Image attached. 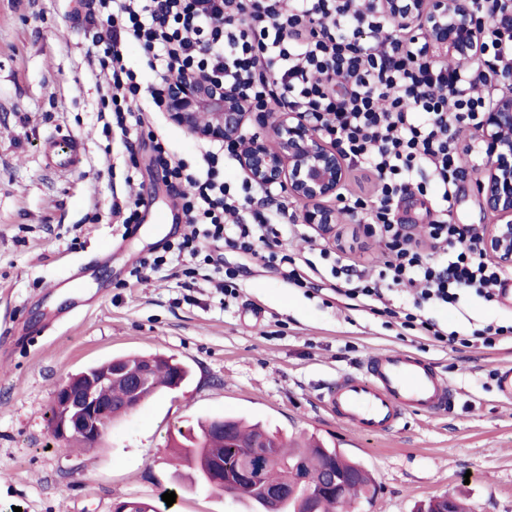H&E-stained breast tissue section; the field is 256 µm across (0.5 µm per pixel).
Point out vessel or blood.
Wrapping results in <instances>:
<instances>
[{
	"mask_svg": "<svg viewBox=\"0 0 512 512\" xmlns=\"http://www.w3.org/2000/svg\"><path fill=\"white\" fill-rule=\"evenodd\" d=\"M453 401L433 362L405 350L370 353L361 374L341 376L322 397L324 409L353 436L394 435L406 415H435Z\"/></svg>",
	"mask_w": 512,
	"mask_h": 512,
	"instance_id": "obj_1",
	"label": "vessel or blood"
}]
</instances>
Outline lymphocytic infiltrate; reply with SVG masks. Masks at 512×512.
<instances>
[{
	"mask_svg": "<svg viewBox=\"0 0 512 512\" xmlns=\"http://www.w3.org/2000/svg\"><path fill=\"white\" fill-rule=\"evenodd\" d=\"M364 0H81L89 20H102L93 37L94 61L110 72L100 103L109 123L127 132L141 86L125 63L137 42L159 80L160 98L175 78L203 74L239 90L255 111L288 110L310 123L347 164L375 176L371 205L344 196L350 214L368 212L370 235L384 243L376 271L354 268L320 249L338 280L333 290L346 309L397 319L402 328L431 336L438 347H486L512 337V326L487 325L472 337L442 330L422 315L430 304L456 305L473 293L493 302L505 273L465 225L447 214L427 227L430 249L412 241L396 220L399 199L435 185L450 204L460 172V125L480 129L496 77L512 68V15L479 31L481 58L458 70L432 59L423 29L391 25L365 10ZM163 181L179 200L189 231L177 254L197 255L199 239L279 266L288 283L307 287L317 267L284 250L295 228L288 205H265L262 188L224 179L223 149L207 151L205 166L189 171L162 141L153 144ZM415 289L409 309L392 308L389 294Z\"/></svg>",
	"mask_w": 512,
	"mask_h": 512,
	"instance_id": "f902f5d3",
	"label": "lymphocytic infiltrate"
}]
</instances>
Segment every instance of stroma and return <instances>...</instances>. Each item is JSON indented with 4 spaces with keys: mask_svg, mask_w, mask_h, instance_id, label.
I'll use <instances>...</instances> for the list:
<instances>
[{
    "mask_svg": "<svg viewBox=\"0 0 512 512\" xmlns=\"http://www.w3.org/2000/svg\"><path fill=\"white\" fill-rule=\"evenodd\" d=\"M94 27L76 0H0V512H112L116 501L176 494L168 512H245L212 494L193 470L168 461L177 430L232 416L287 435H315L360 461L376 490L359 512H413L437 494L465 499L473 512H512V403L492 372L512 364V341L452 352L387 317L344 308L329 291L331 264L314 287L280 270L200 244L196 257H165L186 231L155 223L175 200L154 163L153 141L196 166L210 149L155 105L156 77L138 44L125 60L144 92V124L127 137L105 135L98 117L103 76L87 53ZM80 143L66 167L48 150L64 136ZM461 174L451 218L482 235L493 216L477 193L484 144L459 134ZM141 195L151 218L125 231L112 199ZM365 217L340 218L336 248L360 262L383 249L365 235ZM112 258L78 293L53 290L102 252ZM164 256L159 270L130 272ZM238 271L239 296L225 300L205 278L204 256ZM426 315L468 336L489 322L512 325V306L470 297ZM411 350L433 361L456 394L443 415L410 416L386 437L354 438L322 407L320 394L375 350ZM127 353H159L191 370L180 389L149 399L112 425L97 448L61 450L46 411L56 387L93 363Z\"/></svg>",
    "mask_w": 512,
    "mask_h": 512,
    "instance_id": "35a3bbf8",
    "label": "stroma"
}]
</instances>
